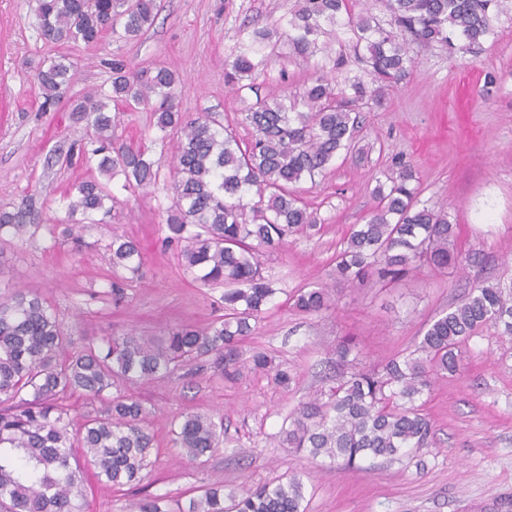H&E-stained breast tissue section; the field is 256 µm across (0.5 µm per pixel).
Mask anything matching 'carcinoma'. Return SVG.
Here are the masks:
<instances>
[{
    "label": "carcinoma",
    "instance_id": "1",
    "mask_svg": "<svg viewBox=\"0 0 512 512\" xmlns=\"http://www.w3.org/2000/svg\"><path fill=\"white\" fill-rule=\"evenodd\" d=\"M384 18L355 12L353 0H297L273 30L255 31L225 69L235 86L263 73L268 42L279 33L293 54L309 59L324 49L320 37L336 29V42L360 56V73L340 78L343 56L330 70L317 71L303 92L284 104L259 101L241 113L250 137L209 113L195 116L175 104L176 74L164 67L136 70L112 60L109 90L94 89L71 105L72 119L94 131L74 142L68 158L96 162L100 177L121 176L134 192L157 183L164 155L154 157L128 146H112L109 103L136 111L150 108L154 126L171 132L173 176L166 187V243L179 247L183 269L210 289H223L224 314L209 327L181 325L161 339L136 335L101 339L81 351L70 342L38 295L16 289L0 295V512H84L87 484L81 463L91 458L93 477L139 493L130 512H170L167 495L140 487L141 472L154 447L152 415L124 385L163 379L186 362L210 365L228 379L244 370L263 373L284 388L292 382L287 364L269 352L243 357L241 344L254 334L259 316L280 293L263 271L262 258L298 235L321 230L317 214L300 204L296 184L323 173L342 152L353 150L362 128L359 103L380 101L416 63L411 46L445 45L451 52L476 54L495 34L494 20L505 0H374ZM158 0H37L40 35L54 42L98 43L138 39L150 28ZM73 79L58 60L38 72L45 102L61 98ZM90 176L68 192L75 236L90 224H110L119 202L108 184ZM415 173L401 167L390 185L375 190L377 205L355 224L336 252L331 282L301 289L293 307L317 315L335 296L376 279L391 281L427 268L437 273L473 262L455 246L457 225L444 209L419 200ZM41 223L29 209L0 208V231L21 237ZM105 250L112 265V304L125 302L128 285L145 276L139 244L114 230ZM512 336V279L481 286L438 316L411 347L368 369L353 367L359 342H336L339 361L352 365L332 385L298 405L279 431L277 448H293L338 468L368 459L400 461L430 445L432 423L418 401L440 375L461 365L460 346L485 328ZM76 392L99 400L104 409L77 419L64 404ZM221 416L188 413L171 429L170 443L197 461L224 444ZM301 475H287L256 487L204 485L178 512H307Z\"/></svg>",
    "mask_w": 512,
    "mask_h": 512
}]
</instances>
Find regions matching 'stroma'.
<instances>
[{"mask_svg":"<svg viewBox=\"0 0 512 512\" xmlns=\"http://www.w3.org/2000/svg\"><path fill=\"white\" fill-rule=\"evenodd\" d=\"M296 0H161L154 25L139 39L104 38L87 46L45 42L36 0H0V207L31 208L45 223L16 238L0 234V292L22 288L51 305L73 349L104 336L136 329L165 336L178 324L203 328L221 313L220 293L185 274L175 248L164 244L163 183L138 192L121 181L109 184L123 204L120 232L139 242L146 276L127 289L123 307L106 293L112 267L104 246L106 226H90L83 246L54 231L65 219L64 196L95 174V165L63 161L69 145L89 134L70 119L69 102L85 91L109 88L112 59L146 69L167 67L180 77L177 103L188 113L213 112L236 125L256 99L302 93L326 55L303 60L275 38L266 70L251 85H224V62L248 28H272ZM497 34L474 57L449 55L438 45L419 52L416 69L387 90L382 105L361 108L359 150L339 155L315 181H302L297 195L316 212L321 232L290 238L264 257L279 289L274 307L262 314L243 353L276 352L295 379L289 388L250 373L234 380L190 365L163 380H143L127 390L152 408L155 446L143 471L153 491L170 503L187 502L208 484L252 486L301 472L308 512H512V338L484 329L462 349L456 375L438 379L423 398L433 425L430 447L399 462L366 461L339 470L291 448L269 447L284 419L315 391L327 388L336 362L334 347L352 335L361 343L359 366L367 367L413 344L423 327L458 303L472 288L512 277V0L495 22ZM77 66L64 99L45 106L39 69L59 57ZM114 139L159 155L162 133L149 111L113 106ZM416 172L420 200L448 212L458 226L457 247L476 261L459 274L421 269L396 283L374 281L347 290L335 308L318 316L297 312L287 298L300 288L328 282L334 258L350 225L364 223L376 204L377 182L401 165ZM222 414L227 440L200 464L178 458L170 444L173 417ZM238 448L251 456H235Z\"/></svg>","mask_w":512,"mask_h":512,"instance_id":"stroma-1","label":"stroma"}]
</instances>
